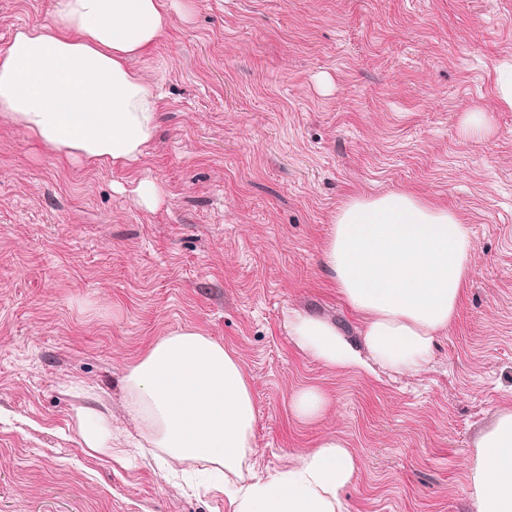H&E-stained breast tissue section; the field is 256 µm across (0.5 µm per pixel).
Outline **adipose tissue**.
I'll return each mask as SVG.
<instances>
[{"label": "adipose tissue", "mask_w": 512, "mask_h": 512, "mask_svg": "<svg viewBox=\"0 0 512 512\" xmlns=\"http://www.w3.org/2000/svg\"><path fill=\"white\" fill-rule=\"evenodd\" d=\"M169 0H53L48 27L16 31L0 49V115L81 166L138 162L156 139L160 98L131 62L161 38ZM473 240L447 206L408 190L349 198L336 212L322 265L362 314V347L315 316L293 311L289 336L337 369L415 374L456 316L471 275ZM130 413L153 447L178 462L203 460L235 479L233 512H348L342 493L357 461L333 436L262 478L244 471L257 409L234 355L193 328L159 338L128 367ZM84 447L112 453V424L81 407ZM475 512H512V406L473 443Z\"/></svg>", "instance_id": "ef3b65f1"}]
</instances>
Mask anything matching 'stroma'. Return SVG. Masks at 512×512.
I'll return each mask as SVG.
<instances>
[{
	"label": "stroma",
	"mask_w": 512,
	"mask_h": 512,
	"mask_svg": "<svg viewBox=\"0 0 512 512\" xmlns=\"http://www.w3.org/2000/svg\"><path fill=\"white\" fill-rule=\"evenodd\" d=\"M52 20V0H0V48ZM504 64L512 0H174L135 63L162 94L137 163L76 166L0 119V512H230L208 463L136 448L127 413V367L187 326L252 383L258 476L334 436L358 461L351 512H471V442L512 404ZM398 189L471 228L457 316L416 376L327 367L284 314L357 338L322 248L343 202ZM307 386L331 401L312 422L290 408ZM80 407L111 418L127 460L88 454ZM138 205L146 208L157 206L161 199V189L155 180L144 178L138 182L133 190Z\"/></svg>",
	"instance_id": "stroma-1"
}]
</instances>
